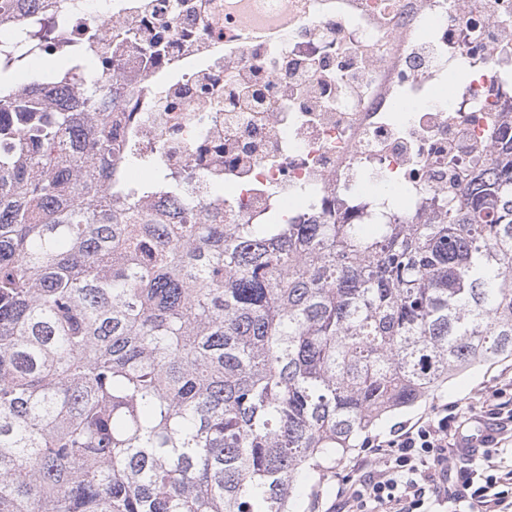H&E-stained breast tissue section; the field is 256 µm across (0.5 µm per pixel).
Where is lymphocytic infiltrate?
Masks as SVG:
<instances>
[{
  "mask_svg": "<svg viewBox=\"0 0 512 512\" xmlns=\"http://www.w3.org/2000/svg\"><path fill=\"white\" fill-rule=\"evenodd\" d=\"M456 419L443 405L377 442L379 470L341 495L337 512H423L425 504L450 498L465 512H512V501L500 490L512 486V470L486 474L485 456L464 474L461 491L449 493L448 459L459 451L449 428Z\"/></svg>",
  "mask_w": 512,
  "mask_h": 512,
  "instance_id": "f902f5d3",
  "label": "lymphocytic infiltrate"
}]
</instances>
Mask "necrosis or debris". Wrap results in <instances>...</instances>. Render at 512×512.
I'll return each instance as SVG.
<instances>
[{
    "label": "necrosis or debris",
    "mask_w": 512,
    "mask_h": 512,
    "mask_svg": "<svg viewBox=\"0 0 512 512\" xmlns=\"http://www.w3.org/2000/svg\"><path fill=\"white\" fill-rule=\"evenodd\" d=\"M49 85L176 179L143 208L228 224H422L512 126V0H46Z\"/></svg>",
    "instance_id": "4bbe7bcc"
}]
</instances>
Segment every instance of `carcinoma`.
Masks as SVG:
<instances>
[{"label":"carcinoma","mask_w":512,"mask_h":512,"mask_svg":"<svg viewBox=\"0 0 512 512\" xmlns=\"http://www.w3.org/2000/svg\"><path fill=\"white\" fill-rule=\"evenodd\" d=\"M3 81L0 512H294L386 416L512 357V131L428 224H195L104 119Z\"/></svg>","instance_id":"obj_1"}]
</instances>
